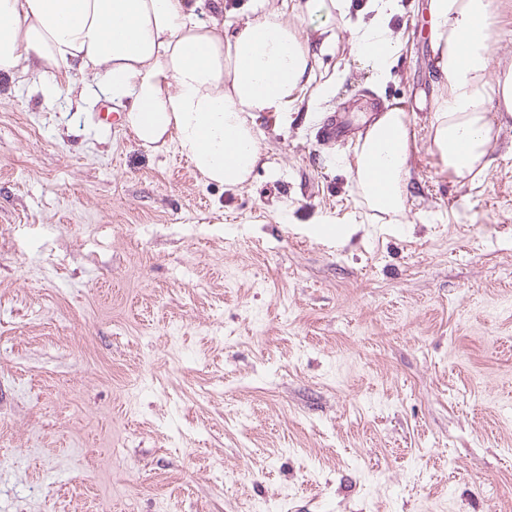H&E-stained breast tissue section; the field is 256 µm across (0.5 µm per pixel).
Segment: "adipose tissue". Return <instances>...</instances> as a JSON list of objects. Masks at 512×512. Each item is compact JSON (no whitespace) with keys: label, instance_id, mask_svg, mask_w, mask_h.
Instances as JSON below:
<instances>
[{"label":"adipose tissue","instance_id":"ef3b65f1","mask_svg":"<svg viewBox=\"0 0 512 512\" xmlns=\"http://www.w3.org/2000/svg\"><path fill=\"white\" fill-rule=\"evenodd\" d=\"M247 0L245 19L224 32V0H0V73L37 75L56 93L59 73L77 70L85 91L124 105V123L149 150L173 145L201 176L243 186L262 152L254 134L268 112L287 120L311 79L309 46L286 23ZM372 29L356 57L385 77L398 50L388 29L398 0H369ZM431 44L447 87L429 140L448 171L477 178L497 128L512 121V65L489 79L487 0H429ZM414 144L400 107L381 112L355 150L350 170L371 208L406 221Z\"/></svg>","mask_w":512,"mask_h":512}]
</instances>
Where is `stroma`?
<instances>
[{
	"label": "stroma",
	"mask_w": 512,
	"mask_h": 512,
	"mask_svg": "<svg viewBox=\"0 0 512 512\" xmlns=\"http://www.w3.org/2000/svg\"><path fill=\"white\" fill-rule=\"evenodd\" d=\"M294 2L266 11L334 34L310 58L332 86L261 116L240 188L105 96L0 74V512H512V125L455 176L428 0H399L382 81ZM369 104L416 133L402 226L318 133Z\"/></svg>",
	"instance_id": "obj_1"
}]
</instances>
